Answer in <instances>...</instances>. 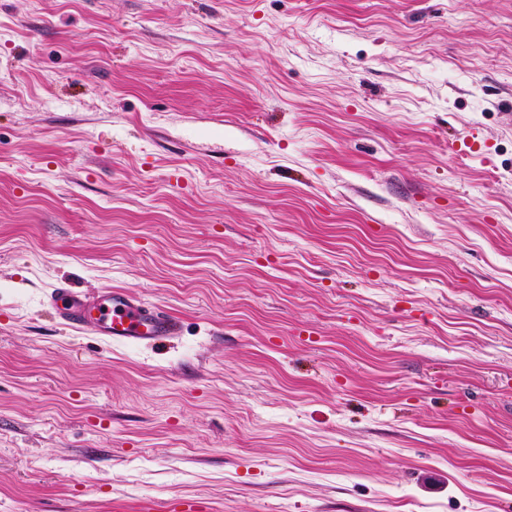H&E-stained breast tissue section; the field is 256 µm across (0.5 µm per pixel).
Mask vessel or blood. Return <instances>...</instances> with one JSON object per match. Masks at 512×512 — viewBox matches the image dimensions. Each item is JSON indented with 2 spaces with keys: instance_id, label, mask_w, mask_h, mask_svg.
I'll return each mask as SVG.
<instances>
[{
  "instance_id": "obj_1",
  "label": "vessel or blood",
  "mask_w": 512,
  "mask_h": 512,
  "mask_svg": "<svg viewBox=\"0 0 512 512\" xmlns=\"http://www.w3.org/2000/svg\"><path fill=\"white\" fill-rule=\"evenodd\" d=\"M52 301L66 325L91 328L113 342L135 346L159 344L180 331V322L172 314L148 307L120 290L95 300L58 287L52 293Z\"/></svg>"
}]
</instances>
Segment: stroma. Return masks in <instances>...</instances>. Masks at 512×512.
Wrapping results in <instances>:
<instances>
[{
    "mask_svg": "<svg viewBox=\"0 0 512 512\" xmlns=\"http://www.w3.org/2000/svg\"><path fill=\"white\" fill-rule=\"evenodd\" d=\"M181 498L512 512V0H0V512ZM51 297L66 325L91 328L112 342L159 344L180 331V322L172 314L150 308L125 291L113 290L95 300L58 287Z\"/></svg>",
    "mask_w": 512,
    "mask_h": 512,
    "instance_id": "1",
    "label": "stroma"
}]
</instances>
